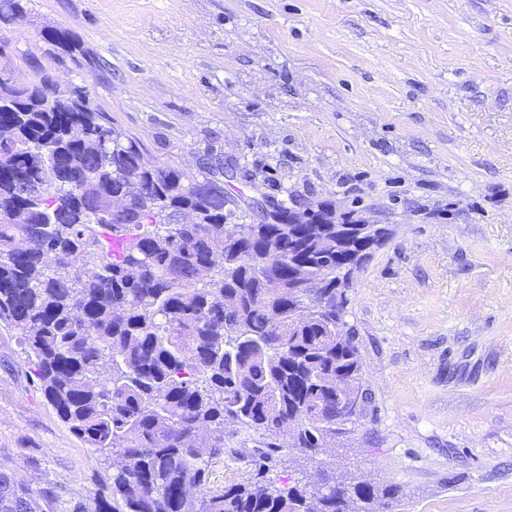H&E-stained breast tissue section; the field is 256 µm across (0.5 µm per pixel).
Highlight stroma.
Here are the masks:
<instances>
[{"label": "stroma", "instance_id": "obj_1", "mask_svg": "<svg viewBox=\"0 0 512 512\" xmlns=\"http://www.w3.org/2000/svg\"><path fill=\"white\" fill-rule=\"evenodd\" d=\"M47 27L150 159L221 155L229 223L294 198L393 225L348 292L369 399L321 457L393 512H512V0H35L0 53L64 84ZM1 460L82 495L99 467L0 325ZM43 42L48 46V53L54 55L61 63L68 59L79 72H91L98 64L87 57L80 48L77 34L68 29L47 28L42 34Z\"/></svg>", "mask_w": 512, "mask_h": 512}]
</instances>
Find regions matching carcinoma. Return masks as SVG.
Returning a JSON list of instances; mask_svg holds the SVG:
<instances>
[{"label":"carcinoma","instance_id":"carcinoma-1","mask_svg":"<svg viewBox=\"0 0 512 512\" xmlns=\"http://www.w3.org/2000/svg\"><path fill=\"white\" fill-rule=\"evenodd\" d=\"M33 2L0 0V25ZM42 40L78 72L97 68L75 32L50 27ZM0 94V322L21 336L59 418L105 457L91 508L62 483L34 489L0 464V512L392 508V488L316 459L358 418L338 406L367 400L343 267H362L378 235L354 228L336 244L329 204L305 224L288 223L284 201L278 224H228L221 161L198 178L152 160L86 87L60 92L38 72L24 81L9 57ZM132 178L144 194H131ZM271 275L284 292L270 290ZM291 284L330 309L304 317ZM289 421L298 430L286 446ZM240 434L245 447H231ZM291 449L316 460L314 473L278 486L267 474ZM226 454L248 460L251 476L213 487ZM338 485L349 492L339 500Z\"/></svg>","mask_w":512,"mask_h":512}]
</instances>
